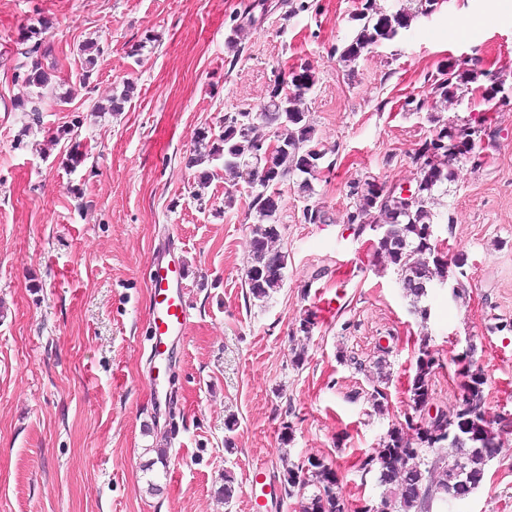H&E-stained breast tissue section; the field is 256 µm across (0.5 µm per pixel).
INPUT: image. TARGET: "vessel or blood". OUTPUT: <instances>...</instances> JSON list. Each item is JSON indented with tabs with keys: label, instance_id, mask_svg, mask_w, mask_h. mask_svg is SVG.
<instances>
[{
	"label": "vessel or blood",
	"instance_id": "b4317fda",
	"mask_svg": "<svg viewBox=\"0 0 512 512\" xmlns=\"http://www.w3.org/2000/svg\"><path fill=\"white\" fill-rule=\"evenodd\" d=\"M154 278L151 282L150 310L153 349H160L168 337L184 334L187 311L183 300V278L180 270L157 258L153 261Z\"/></svg>",
	"mask_w": 512,
	"mask_h": 512
}]
</instances>
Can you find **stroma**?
Masks as SVG:
<instances>
[{
    "mask_svg": "<svg viewBox=\"0 0 512 512\" xmlns=\"http://www.w3.org/2000/svg\"><path fill=\"white\" fill-rule=\"evenodd\" d=\"M359 4L0 0V512H250L257 465L271 478L311 455L333 467L355 512L379 493L356 461L409 412L425 335L444 365L432 381L437 405L455 403L453 360L470 348L488 374L487 406L504 419L483 482L453 512H512V0H441L347 64L340 52ZM248 8L256 22L230 51L226 37ZM39 17L50 27L37 60L52 81L34 119L15 104L33 92L19 40ZM90 41L102 53L89 71L80 48ZM464 58L502 83L504 102L467 88L437 101L442 66ZM305 64L316 76L305 105L333 167L307 199L295 179L283 183L285 279L259 302L246 295L254 217L245 194L225 206L219 169L194 199L186 159L200 130L219 132L225 113L259 108L275 75ZM129 82L123 112L104 111ZM432 112L459 128L489 116L497 135L434 193L448 217L437 233L467 260V293L434 291L424 320L347 215L351 182L415 184L412 155ZM76 151L84 161L74 168ZM309 202L323 206L325 223L304 222ZM171 246L190 318L163 367L148 341L149 263ZM333 297L338 308L318 313ZM308 313L306 337L298 326ZM341 351L363 371L341 364ZM382 359L391 377L379 415L367 394ZM157 375L173 406L153 399ZM228 471L240 486L229 503Z\"/></svg>",
    "mask_w": 512,
    "mask_h": 512,
    "instance_id": "35a3bbf8",
    "label": "stroma"
}]
</instances>
